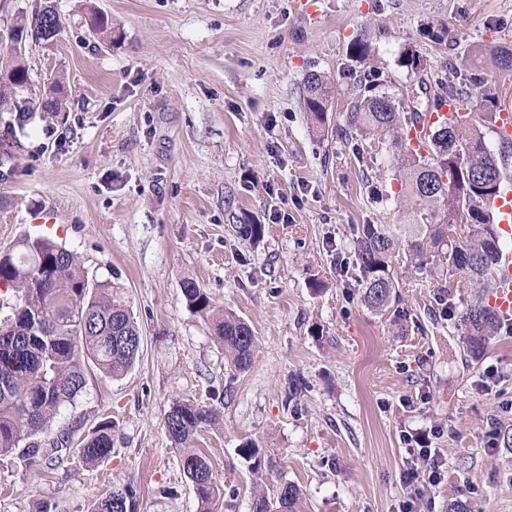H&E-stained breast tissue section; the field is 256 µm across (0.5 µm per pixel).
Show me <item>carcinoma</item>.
Instances as JSON below:
<instances>
[{
  "label": "carcinoma",
  "mask_w": 512,
  "mask_h": 512,
  "mask_svg": "<svg viewBox=\"0 0 512 512\" xmlns=\"http://www.w3.org/2000/svg\"><path fill=\"white\" fill-rule=\"evenodd\" d=\"M64 29L55 9L32 13L14 11L3 38L6 42L41 44ZM424 39L448 47L458 45L455 29L429 23L419 30ZM373 54L368 35L354 36L346 56L361 64ZM502 77L512 76V44L470 47L463 51L469 73L455 83L428 78L427 60L413 50L402 52L400 65L418 77L424 91H433L437 107L447 98L469 106L432 126L427 152L410 145L403 126L417 125L422 113L401 111L402 104L378 90L376 80L354 68L345 77L354 80L358 94L339 134L347 141L364 135H391L397 149L395 178L403 187L404 219L397 224H360L354 228V266L361 303L380 314L397 298L394 258L405 255L411 268L453 276L462 273L478 288V298L460 313L463 340L479 357L499 335L503 318L486 303L494 290V271L500 254L498 225L492 202L504 190L505 173L512 159V139L499 138L498 153L486 145V133L497 131L500 96L478 87L476 72L485 61ZM480 91L473 92L474 88ZM63 82L54 76L47 87L32 88L25 53L9 50L0 57V112L32 110L45 121L63 111ZM331 81L312 70L304 80L303 105L316 131H323L332 104ZM0 284L10 299L0 302V460L15 457L21 466L50 470L75 457L96 467L112 456L115 424L105 418L73 440L80 429L76 420L64 430L53 425L62 410L76 408L86 392V366L109 377H121L140 357L143 331L125 300L124 287L112 276L89 275L65 246L46 237H21L0 250ZM186 305L209 323L234 364L246 368L252 359L255 336L234 313L216 308L209 293L194 280H184ZM220 412L191 400H177L165 415L169 438L179 450L184 476L192 486L197 512H219L224 487L210 458L193 446L198 433L215 423ZM299 494L285 483L276 501L264 492L254 495L251 512H292ZM94 512H135L129 487L111 488L94 505Z\"/></svg>",
  "instance_id": "1"
}]
</instances>
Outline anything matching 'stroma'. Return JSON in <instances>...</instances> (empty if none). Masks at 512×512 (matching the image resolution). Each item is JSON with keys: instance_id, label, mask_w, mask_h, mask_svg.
<instances>
[{"instance_id": "35a3bbf8", "label": "stroma", "mask_w": 512, "mask_h": 512, "mask_svg": "<svg viewBox=\"0 0 512 512\" xmlns=\"http://www.w3.org/2000/svg\"><path fill=\"white\" fill-rule=\"evenodd\" d=\"M65 29L26 51L34 79L63 74L68 109L52 122L0 112V249L50 236L90 271L118 277L143 351L121 379L87 369L76 410L83 429L115 424L110 460L71 459L51 472L0 460V512H92L108 485L133 486L135 512H197L165 428L171 403L193 399L220 420L202 433L225 489L224 512H250L252 492L300 494L294 512H398L406 496L403 438L427 436L443 478L427 512L454 500L471 512H512V333L481 357L447 317L435 279L397 263L398 307L359 299L352 227L399 220L390 141L337 135L354 97L346 45L374 32L382 87L426 110L399 64L416 50L456 79L455 51L421 40L427 22L453 24L461 46L512 41V0H52ZM108 20L105 45L91 16ZM336 78L329 133L303 111L306 73ZM260 224L264 236L242 237ZM326 283L321 293L311 275ZM195 280L256 339L248 369L186 305ZM257 447L259 470L239 449Z\"/></svg>"}]
</instances>
